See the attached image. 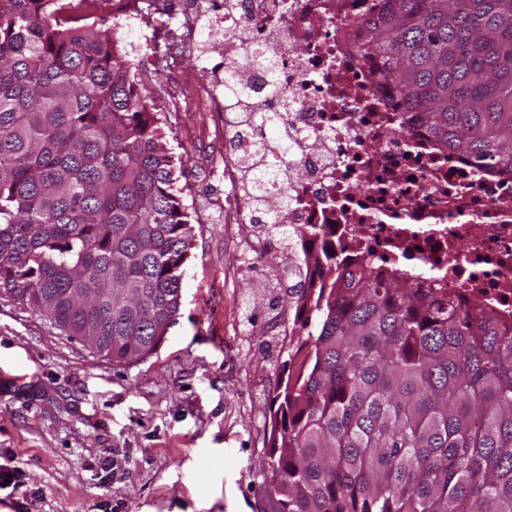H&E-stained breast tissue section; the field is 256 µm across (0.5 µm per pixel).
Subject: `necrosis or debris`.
<instances>
[{"mask_svg": "<svg viewBox=\"0 0 512 512\" xmlns=\"http://www.w3.org/2000/svg\"><path fill=\"white\" fill-rule=\"evenodd\" d=\"M143 2L67 0L66 14L94 21L105 13L113 31L150 36L175 89L187 83L181 55L198 52L208 74L200 99L226 132L225 219L267 216L262 200L241 193L259 133H235L224 95L232 70L297 139L292 160L275 150L268 162L266 196L288 195L281 224L316 226L314 243L337 266L406 274L419 287L447 289L477 321L512 329V173L439 149L403 111L380 60L361 52L355 25L383 0H156L174 21L164 32ZM210 44L222 45L220 61Z\"/></svg>", "mask_w": 512, "mask_h": 512, "instance_id": "necrosis-or-debris-1", "label": "necrosis or debris"}]
</instances>
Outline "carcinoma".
I'll use <instances>...</instances> for the list:
<instances>
[{
	"label": "carcinoma",
	"instance_id": "obj_1",
	"mask_svg": "<svg viewBox=\"0 0 512 512\" xmlns=\"http://www.w3.org/2000/svg\"><path fill=\"white\" fill-rule=\"evenodd\" d=\"M55 6L0 0V292L130 363L179 313L189 214L131 62ZM362 25L439 147L512 171V0H385ZM283 242L307 338L269 438L278 512H512V335L404 274L314 298L317 255Z\"/></svg>",
	"mask_w": 512,
	"mask_h": 512
}]
</instances>
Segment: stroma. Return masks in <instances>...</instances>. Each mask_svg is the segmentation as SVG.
Masks as SVG:
<instances>
[{"label": "stroma", "mask_w": 512, "mask_h": 512, "mask_svg": "<svg viewBox=\"0 0 512 512\" xmlns=\"http://www.w3.org/2000/svg\"><path fill=\"white\" fill-rule=\"evenodd\" d=\"M190 78L160 126L192 227L179 314L152 354L116 364L0 296V512H276L261 469L293 313L288 250L235 263L264 233L224 221V135Z\"/></svg>", "instance_id": "stroma-1"}]
</instances>
